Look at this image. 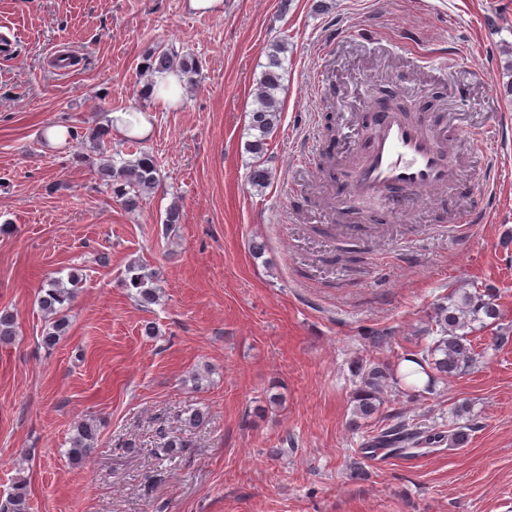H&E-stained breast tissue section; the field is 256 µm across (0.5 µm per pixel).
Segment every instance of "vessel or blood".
<instances>
[{"mask_svg": "<svg viewBox=\"0 0 512 512\" xmlns=\"http://www.w3.org/2000/svg\"><path fill=\"white\" fill-rule=\"evenodd\" d=\"M373 136L364 149L365 160L350 176L352 197L376 202L392 212L425 191L450 187L460 164L447 138L431 123L411 121L380 107H367Z\"/></svg>", "mask_w": 512, "mask_h": 512, "instance_id": "obj_1", "label": "vessel or blood"}]
</instances>
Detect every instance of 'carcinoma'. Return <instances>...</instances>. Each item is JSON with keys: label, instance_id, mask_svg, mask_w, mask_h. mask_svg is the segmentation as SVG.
Returning a JSON list of instances; mask_svg holds the SVG:
<instances>
[{"label": "carcinoma", "instance_id": "1", "mask_svg": "<svg viewBox=\"0 0 512 512\" xmlns=\"http://www.w3.org/2000/svg\"><path fill=\"white\" fill-rule=\"evenodd\" d=\"M285 45L279 41L270 44L268 62L261 73L257 85V106L250 112V129L257 132L255 139L248 144V150L260 156L266 149V138L278 125L281 115V101L278 92L283 87V65L280 53ZM176 69L184 74L187 83L194 82L198 72V62L190 55H181L172 48H151L145 56L143 71L152 74L156 71ZM108 128L98 125L90 129L86 137L90 148L100 154L110 149L107 140ZM135 152L130 158L119 160L109 157L96 170L97 179L105 185L125 209L135 211L143 202L150 199L160 183L158 162L148 148L142 146V139L128 137ZM270 180V171L257 163L250 167L248 183L254 188H264ZM151 274L136 265L128 267V286L136 289V299L143 306L157 302V289L148 286ZM74 291L53 278L46 280L45 287L39 290L38 303L47 316L48 327L42 337V344L54 347L65 335L70 323V309ZM501 312L490 294L477 290L459 289L448 296V302L434 307L432 332L436 333L433 342L404 354L400 361L409 363L410 371L399 372V365L369 361L356 368L359 382L354 391L355 413L368 420L375 415L387 393H402L420 397L430 390L435 379L444 376H457L477 368L483 353L476 350L470 334L479 327L491 322L496 324ZM16 317L6 312L0 314V342L10 341L15 336ZM99 427L93 420H83L77 424L70 439L67 451L69 459L79 463L85 459L98 440ZM434 444L443 441L442 435H429L404 420L376 430L368 447L402 452L405 447L419 443L420 439ZM0 512H28L25 487L15 485L14 492L0 502Z\"/></svg>", "mask_w": 512, "mask_h": 512}]
</instances>
